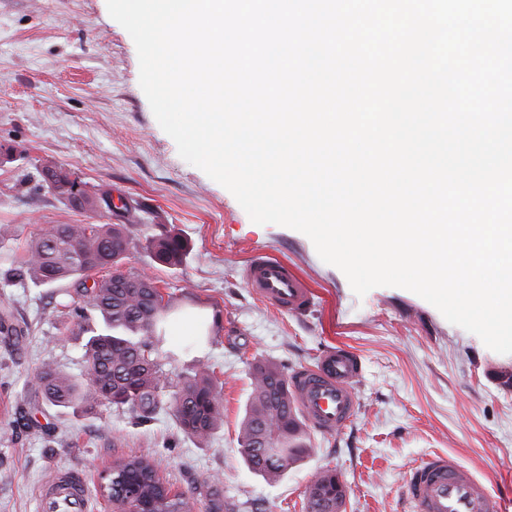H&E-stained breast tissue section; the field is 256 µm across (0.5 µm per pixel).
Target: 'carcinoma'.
Segmentation results:
<instances>
[{
	"label": "carcinoma",
	"instance_id": "obj_1",
	"mask_svg": "<svg viewBox=\"0 0 512 512\" xmlns=\"http://www.w3.org/2000/svg\"><path fill=\"white\" fill-rule=\"evenodd\" d=\"M48 170L53 173L49 188L72 202L77 181L69 170L43 168ZM82 195V211L115 209L108 191L84 189ZM135 210L122 204V224H54L28 240L26 255L15 268L18 277L36 286L70 282L72 290L56 305L67 310L81 332L89 334L84 344L86 373L81 380L62 374L51 364L38 373L37 393L53 407L75 410L109 405L148 419L171 384L159 354L168 315L183 307L171 298L164 299L154 280L144 274L121 271L115 276L110 272L131 248L129 223ZM150 249L155 263L176 267L188 246L182 236L166 232L151 240ZM90 312L101 317V327H91ZM283 374L284 366L274 362L252 364L251 390L238 434L245 463L271 483L313 450L311 433L280 380ZM167 409L184 436L199 445L207 444L224 416L214 369L200 361L190 376L178 379ZM261 431L270 432L274 447H251V440ZM105 482L107 487L99 494L109 498L115 512H195L200 496L206 499V512H233L214 481H202L189 494L171 493L158 477L155 462L144 456L120 459ZM313 484L320 495L343 509L346 487L339 483L335 471L317 473Z\"/></svg>",
	"mask_w": 512,
	"mask_h": 512
}]
</instances>
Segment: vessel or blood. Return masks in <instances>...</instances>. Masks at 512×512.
<instances>
[{"mask_svg": "<svg viewBox=\"0 0 512 512\" xmlns=\"http://www.w3.org/2000/svg\"><path fill=\"white\" fill-rule=\"evenodd\" d=\"M248 288L273 310L306 313L313 293L286 262L254 252L243 270ZM364 377L361 357L336 344L323 350L318 362L295 369L288 391L307 427L320 435L341 432L358 413L355 387ZM405 512H489L488 483L467 471L449 453H436L413 467L404 486ZM39 512H87L85 477L58 473L38 492Z\"/></svg>", "mask_w": 512, "mask_h": 512, "instance_id": "1", "label": "vessel or blood"}]
</instances>
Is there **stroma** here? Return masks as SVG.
<instances>
[{"label":"stroma","instance_id":"obj_1","mask_svg":"<svg viewBox=\"0 0 512 512\" xmlns=\"http://www.w3.org/2000/svg\"><path fill=\"white\" fill-rule=\"evenodd\" d=\"M0 144L15 149L12 161L0 160V307L26 329L0 334V512H37L38 490L54 472L92 484L103 466L130 455L157 459L181 492L219 481L238 512H305L310 480L327 469L347 487L346 512H402L410 467L436 452L489 476L491 512H512V386L500 380L512 372V354L489 349L409 290L378 286L357 296L307 236L253 223L227 189L179 156L140 88L135 44L106 0H0ZM47 166L136 207L124 270L148 274L193 312L170 322L165 348L177 358L163 369L172 377L199 360L223 385L224 424L206 445L183 436L164 409L142 423L126 410L61 411L38 398L43 363L83 377L84 339L60 334L64 318L50 296L65 283L37 287L12 272L43 228L114 221L37 188ZM169 230L189 242L176 268L154 263L149 249ZM256 250L288 261L308 282L306 314L275 312L251 294L242 270ZM191 322L211 324L208 343L197 344ZM333 344L363 360L358 415L340 435L314 436L312 454L267 483L244 464L237 441L249 365L294 369Z\"/></svg>","mask_w":512,"mask_h":512}]
</instances>
